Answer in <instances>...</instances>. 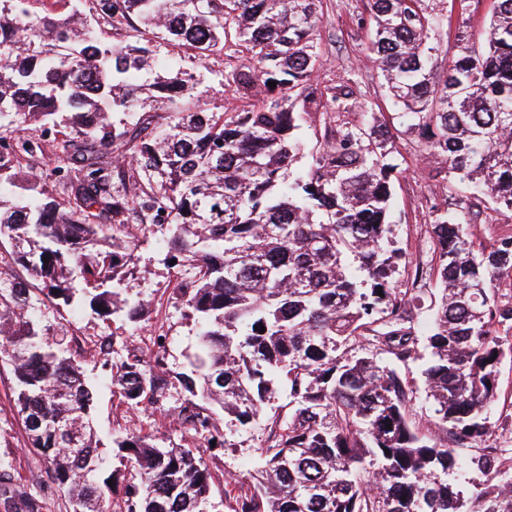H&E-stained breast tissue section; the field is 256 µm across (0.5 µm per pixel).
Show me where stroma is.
<instances>
[{"label":"stroma","instance_id":"1","mask_svg":"<svg viewBox=\"0 0 512 512\" xmlns=\"http://www.w3.org/2000/svg\"><path fill=\"white\" fill-rule=\"evenodd\" d=\"M364 0H324L323 17L317 29V44L321 65L315 71L313 83L325 88L350 84L357 97L358 110L350 122L361 119L362 109L380 113L381 120L393 124L384 78L376 64L367 58L364 48L370 38L368 21L363 18ZM156 72L177 68L190 75L186 91L189 101L199 103L211 112H239L246 109L247 99L226 86L225 73L234 66V59L216 52L199 57L195 50L178 48L160 34L148 37ZM66 126L60 118L39 127L36 136L43 152L35 162L24 167V177L12 188L14 195H26L28 182L47 187L58 200L70 201L64 193L56 168L59 160L53 144L60 139ZM389 163L395 165L392 206L398 219L397 245L413 262L431 263L433 245L431 226L440 210L450 200L440 165L428 155L418 137L400 133L394 140ZM473 217L466 232L474 241L491 244L496 235L512 232V211H495L490 204L474 202ZM166 228L155 226L140 238L136 273L129 283L130 294L149 301L150 309L140 321L132 323L120 317L104 318L91 311L73 317L72 307L55 306L39 294L41 324L58 327L67 325L73 353L87 373L94 389L93 419L103 443H110L113 434H150L159 444H191V437L180 427L175 413L184 394L180 385H173L163 395L159 406L134 408L105 382V360L119 361L135 354L153 358L157 349H164L165 363L171 373H190L191 356L197 350L199 338L193 320L187 318L174 294L180 276L164 263L167 253ZM164 337V346H157V337ZM427 356L419 348L418 357L403 367L415 391L410 414L416 429L432 430L433 405L426 396L421 370ZM499 399L489 413V421L497 434V446L503 465L512 464V352L499 367ZM15 379L8 365L0 364V473L15 487L27 492L37 502L39 512H72L67 496L53 482L48 465L31 448L15 406ZM263 431L253 426L243 432V444L228 450L205 451L203 462L212 477V496L207 512H228L224 498L225 483L242 475L254 464Z\"/></svg>","mask_w":512,"mask_h":512}]
</instances>
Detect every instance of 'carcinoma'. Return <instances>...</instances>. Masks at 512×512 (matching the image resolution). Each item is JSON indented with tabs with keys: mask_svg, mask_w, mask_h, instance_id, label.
<instances>
[{
	"mask_svg": "<svg viewBox=\"0 0 512 512\" xmlns=\"http://www.w3.org/2000/svg\"><path fill=\"white\" fill-rule=\"evenodd\" d=\"M494 2L484 31H460L443 65L442 31L479 0H366V50L400 125L440 159L448 189L466 185L512 210V0ZM29 3L0 0V120L71 114L59 159L75 205L35 186L26 203L0 195V237L14 262L48 297L68 305L78 296L93 313L130 322L145 304L119 292L138 247L126 225H167L166 260L191 274L176 293L200 344L194 376L176 377L185 391L177 418L200 445L113 437L131 468L124 512H206L201 449L241 447L239 430L261 418L258 461L235 479L229 512H512V475L488 445L500 336L512 330V298L492 286L512 270V234L478 247L462 210L431 226L439 294L422 375L441 435L422 434L399 369L417 358L422 306L396 279L394 135L372 112L346 120L349 87H313L323 0H97L101 16L132 31L110 46L55 0L40 13ZM145 29L204 56L242 55L226 81L252 97L248 109L221 117L199 108L185 99L190 77L179 71L141 79ZM147 100L168 108L163 135L117 134L100 107L136 112ZM312 111L324 142L308 151L296 130ZM117 138L133 149L129 177L111 162ZM40 151L28 136L0 152V180L13 183ZM31 309L27 281L0 280V324H12L0 329V362L12 367L18 415L73 512H112L120 476L99 451L92 386L69 342L50 337ZM111 382L131 406L157 402L173 385L158 356L113 363ZM478 444L483 457L461 456ZM469 463L487 480L465 500L448 475ZM0 500L9 512H37L7 482Z\"/></svg>",
	"mask_w": 512,
	"mask_h": 512,
	"instance_id": "cac0c4a2",
	"label": "carcinoma"
}]
</instances>
